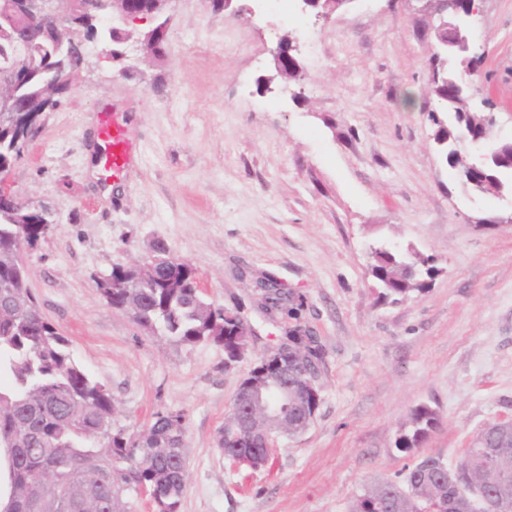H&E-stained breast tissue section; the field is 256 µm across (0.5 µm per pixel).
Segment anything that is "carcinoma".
Segmentation results:
<instances>
[{
  "label": "carcinoma",
  "mask_w": 512,
  "mask_h": 512,
  "mask_svg": "<svg viewBox=\"0 0 512 512\" xmlns=\"http://www.w3.org/2000/svg\"><path fill=\"white\" fill-rule=\"evenodd\" d=\"M60 7L90 43H118L128 37L110 23L98 24V0H64ZM142 38L155 42L152 58H163L168 33L159 23ZM85 55L86 45H70L66 34L54 27L25 23L0 0V101L5 108L0 112L1 169L23 158L32 129L67 94L64 86L51 83L53 75H75ZM29 57L41 61V68H29ZM481 62L476 52L467 61L450 55L448 28L438 24L431 92L440 111L451 115V123L445 125L431 112L437 125L435 143L473 192L512 194V143H487L481 175L465 171L468 161L461 148L471 136L486 135L488 126L482 117L465 111L455 83L470 80ZM51 223L47 210L0 197V378L8 379L0 386V507L9 512H135L138 490L145 487L154 512H180L188 475L183 415L156 414L142 437L112 429V392L87 374L68 338L38 310L19 263L20 251L35 248ZM394 262H412L420 270L416 278H399L384 289L383 296L394 302L423 290V276L436 272L431 258L413 260L402 254L392 259L380 246L369 268L377 284L392 277ZM96 285L109 305L132 312L142 326L184 345L214 342L224 346V358L233 355L236 324L224 319L223 307L202 299L190 264L180 261L158 269L144 288L135 285L133 272L115 266ZM288 335L309 350V365L324 366L323 348L307 330L298 325ZM437 424L432 408H415L396 448L406 452L418 446ZM490 439L487 426L451 477L439 458L428 456L407 468L399 481L367 486L355 497L351 512H383L384 504L396 512H417L437 495L467 503L468 512H488L500 487L486 486L480 498L470 496L468 489L480 479L483 463L477 454Z\"/></svg>",
  "instance_id": "obj_1"
}]
</instances>
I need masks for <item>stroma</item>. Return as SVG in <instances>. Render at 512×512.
<instances>
[{
	"mask_svg": "<svg viewBox=\"0 0 512 512\" xmlns=\"http://www.w3.org/2000/svg\"><path fill=\"white\" fill-rule=\"evenodd\" d=\"M243 3L235 16L174 0L160 61L134 37L112 61L88 44L12 170L17 200L54 219L23 260L42 315L111 390L113 428L184 415L181 512H349L363 487L427 456L455 466L487 424L512 419V200L471 193L434 141L438 18L426 0H351L320 21ZM290 32L302 80L261 89ZM469 36L482 56L472 89L497 116L488 138L512 141V0H483ZM105 112L137 147L108 190L96 163ZM379 243L434 258L436 274L385 299L367 272ZM159 246L250 327L232 370L222 346L176 343L101 296L99 277ZM265 278L294 314L266 309ZM296 325L325 352L320 408L304 433L278 437L266 467H233L218 441L238 383ZM420 405L439 423L399 451Z\"/></svg>",
	"mask_w": 512,
	"mask_h": 512,
	"instance_id": "1",
	"label": "stroma"
}]
</instances>
